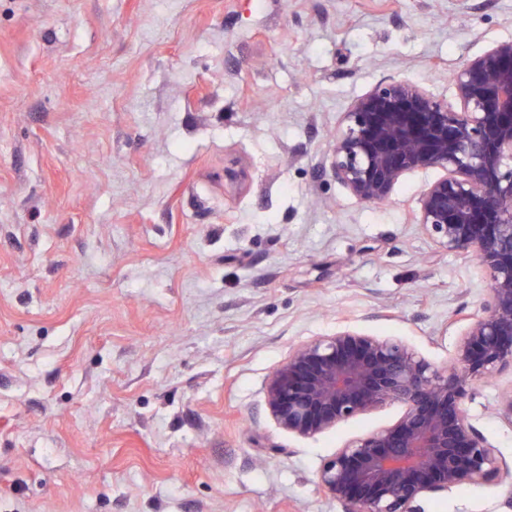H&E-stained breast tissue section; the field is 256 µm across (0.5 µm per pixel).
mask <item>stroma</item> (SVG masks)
Segmentation results:
<instances>
[{
  "label": "stroma",
  "mask_w": 512,
  "mask_h": 512,
  "mask_svg": "<svg viewBox=\"0 0 512 512\" xmlns=\"http://www.w3.org/2000/svg\"><path fill=\"white\" fill-rule=\"evenodd\" d=\"M508 39L512 0H0V512H343L324 460L403 405L300 438L268 376L344 327L447 367L489 278L411 219L439 170L365 204L331 137L383 80L454 100ZM510 386L466 407L512 461Z\"/></svg>",
  "instance_id": "stroma-1"
}]
</instances>
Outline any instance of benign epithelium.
Returning <instances> with one entry per match:
<instances>
[{
    "mask_svg": "<svg viewBox=\"0 0 512 512\" xmlns=\"http://www.w3.org/2000/svg\"><path fill=\"white\" fill-rule=\"evenodd\" d=\"M457 104L408 80L379 83L343 113L330 171L360 202L380 203L408 173L441 169L414 214L443 250L470 254L489 276L481 314L450 365L407 345L339 329L294 348L270 374L269 416L298 437L400 403L394 424L326 458L318 483L344 512H421L427 496L512 472L466 409L469 382L512 370V40L452 76Z\"/></svg>",
    "mask_w": 512,
    "mask_h": 512,
    "instance_id": "obj_1",
    "label": "benign epithelium"
}]
</instances>
